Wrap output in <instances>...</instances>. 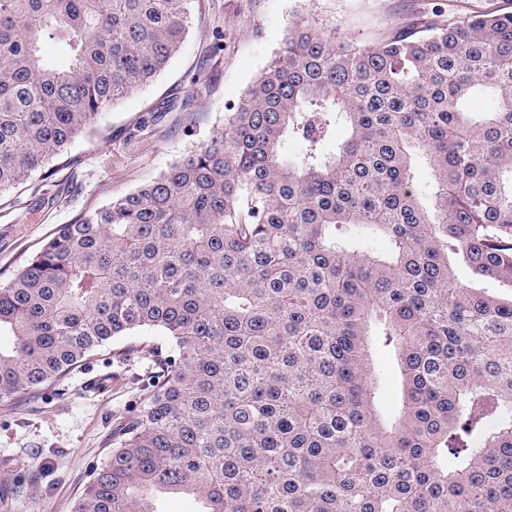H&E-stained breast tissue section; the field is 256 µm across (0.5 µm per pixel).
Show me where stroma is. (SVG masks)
Returning a JSON list of instances; mask_svg holds the SVG:
<instances>
[{
	"instance_id": "obj_1",
	"label": "stroma",
	"mask_w": 512,
	"mask_h": 512,
	"mask_svg": "<svg viewBox=\"0 0 512 512\" xmlns=\"http://www.w3.org/2000/svg\"><path fill=\"white\" fill-rule=\"evenodd\" d=\"M512 12V0H195L189 32L165 72L105 109L97 126L37 173L33 190L0 205V283H7L63 224L99 209L158 176L222 130L238 104L305 19L336 40L371 46L429 20ZM224 34L217 57L209 50ZM193 93L186 116L166 111ZM116 340L68 371L34 401L0 405V512H73L94 467L112 450V431L139 405L155 370L150 350L125 356Z\"/></svg>"
}]
</instances>
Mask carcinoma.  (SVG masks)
<instances>
[{"instance_id": "cac0c4a2", "label": "carcinoma", "mask_w": 512, "mask_h": 512, "mask_svg": "<svg viewBox=\"0 0 512 512\" xmlns=\"http://www.w3.org/2000/svg\"><path fill=\"white\" fill-rule=\"evenodd\" d=\"M193 2L0 0V196L169 66ZM459 261L512 289V13L368 48L297 24L224 131L0 285V404L161 336L74 512H512V292Z\"/></svg>"}]
</instances>
